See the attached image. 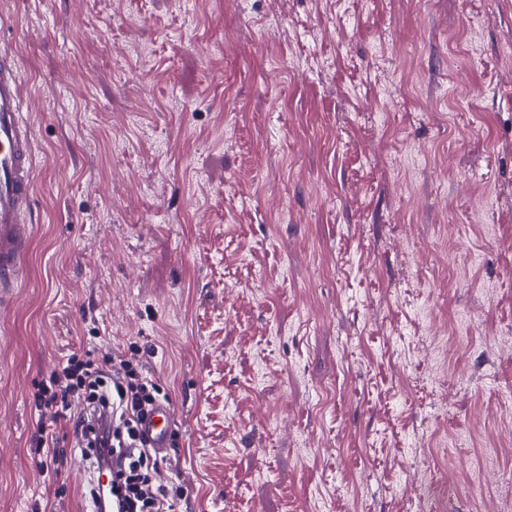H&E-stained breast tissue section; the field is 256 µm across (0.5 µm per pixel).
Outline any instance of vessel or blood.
Masks as SVG:
<instances>
[{"label": "vessel or blood", "mask_w": 512, "mask_h": 512, "mask_svg": "<svg viewBox=\"0 0 512 512\" xmlns=\"http://www.w3.org/2000/svg\"><path fill=\"white\" fill-rule=\"evenodd\" d=\"M33 128L15 61L0 60V288L16 287L34 235ZM172 405L158 404L142 423L154 447L169 444Z\"/></svg>", "instance_id": "obj_1"}]
</instances>
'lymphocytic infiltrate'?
<instances>
[{"instance_id":"obj_1","label":"lymphocytic infiltrate","mask_w":512,"mask_h":512,"mask_svg":"<svg viewBox=\"0 0 512 512\" xmlns=\"http://www.w3.org/2000/svg\"><path fill=\"white\" fill-rule=\"evenodd\" d=\"M160 389L140 367V351L108 355L103 360L69 356L33 395L36 411L70 426L78 452L92 470L112 467V495L117 512H170L166 485L155 475L159 461L139 422L158 401ZM81 404L73 412V404Z\"/></svg>"}]
</instances>
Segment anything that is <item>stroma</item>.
<instances>
[{
    "label": "stroma",
    "instance_id": "obj_1",
    "mask_svg": "<svg viewBox=\"0 0 512 512\" xmlns=\"http://www.w3.org/2000/svg\"><path fill=\"white\" fill-rule=\"evenodd\" d=\"M0 11L36 158L0 512H76L33 395L133 346L174 512H512V0ZM30 457L39 467L44 465L48 459L54 463H60V455L54 448L52 431L47 429L45 424H40L37 432L32 436L30 444ZM40 459V461H39Z\"/></svg>",
    "mask_w": 512,
    "mask_h": 512
}]
</instances>
